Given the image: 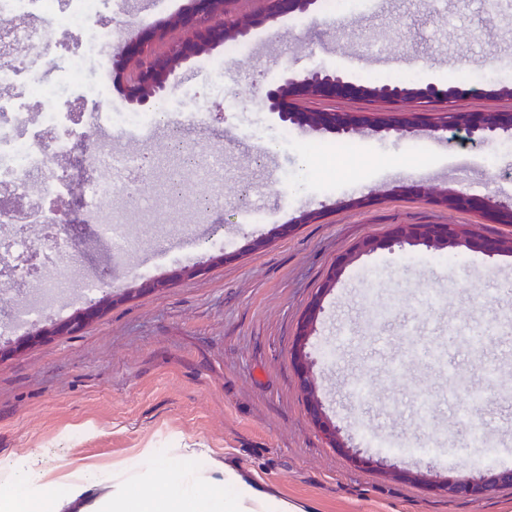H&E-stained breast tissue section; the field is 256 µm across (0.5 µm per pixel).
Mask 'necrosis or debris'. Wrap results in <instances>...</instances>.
I'll return each instance as SVG.
<instances>
[{
	"label": "necrosis or debris",
	"instance_id": "4bbe7bcc",
	"mask_svg": "<svg viewBox=\"0 0 512 512\" xmlns=\"http://www.w3.org/2000/svg\"><path fill=\"white\" fill-rule=\"evenodd\" d=\"M113 0H0V34L22 50L24 65L0 68V276L13 285L23 277L15 272L17 259L37 253L45 271L41 283L56 293L55 275L64 248L53 227L43 221V208L67 201L71 186L60 176L61 163L86 133V120L76 118L73 107L86 100L102 99L100 84L88 76V61L103 56L116 38L102 17ZM82 32L83 51L72 54L64 65H51L57 47L53 32ZM201 112L173 113L170 104L150 112H101L97 128L131 134L161 126L183 131L201 119ZM91 163L117 170V178L86 183L89 206L111 201L117 183L140 185L144 168L137 153L96 151Z\"/></svg>",
	"mask_w": 512,
	"mask_h": 512
}]
</instances>
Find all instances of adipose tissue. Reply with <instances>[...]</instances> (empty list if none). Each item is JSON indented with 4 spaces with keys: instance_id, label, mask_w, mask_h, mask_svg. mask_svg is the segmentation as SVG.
<instances>
[{
    "instance_id": "adipose-tissue-1",
    "label": "adipose tissue",
    "mask_w": 512,
    "mask_h": 512,
    "mask_svg": "<svg viewBox=\"0 0 512 512\" xmlns=\"http://www.w3.org/2000/svg\"><path fill=\"white\" fill-rule=\"evenodd\" d=\"M148 476H133L128 480H108L106 473L97 467L81 466L54 477L32 479L24 471L0 468V484L19 489L20 495L10 503L0 506V512H38L43 501H50L51 512H264L268 494L256 484H251L230 469H219L218 479L183 478L169 483L165 497L153 496L152 482L164 477L167 468L153 449L138 452ZM231 484L236 494L231 501L216 499L211 493L213 482ZM66 488L64 496H53L55 486ZM102 486L98 496L88 491Z\"/></svg>"
}]
</instances>
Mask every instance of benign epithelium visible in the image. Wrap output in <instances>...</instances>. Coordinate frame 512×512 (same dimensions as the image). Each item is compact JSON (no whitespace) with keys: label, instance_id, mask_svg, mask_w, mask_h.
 <instances>
[{"label":"benign epithelium","instance_id":"obj_1","mask_svg":"<svg viewBox=\"0 0 512 512\" xmlns=\"http://www.w3.org/2000/svg\"><path fill=\"white\" fill-rule=\"evenodd\" d=\"M236 0H189L181 10L143 26L127 28L121 39L113 46V61L117 78L124 81L127 99L134 105H145L154 98L170 92L171 76L182 65L203 54H208L229 41L245 38L260 25L275 26L280 20L311 12L318 0H262L263 8L255 16H242L235 10ZM164 44L163 51L155 45ZM371 94L398 104L399 115L382 125V129L396 131L402 135L426 130L441 138L453 128L455 113L440 122L427 120L423 114L403 107L416 100H441L456 94L452 87L440 89L434 85L410 87L404 85H382L364 88L349 81L337 71L324 69L297 70L285 67L278 78L259 90V104L277 115L280 121L298 127L307 126V113L300 110L296 102L302 99L355 97ZM464 140L492 141L512 138V111L466 112L464 113ZM372 127L370 117L364 112H316L311 129L341 136L360 133ZM408 192L424 194L434 203L451 211L469 210L481 214L493 224L512 223V205L497 201L491 195L476 196L466 189L445 187L425 188L417 184L405 187ZM45 222L58 225L63 245H68L65 228L71 224L67 208L53 209L45 216ZM392 243L404 249L424 246L428 250L441 251L446 248L460 254L466 250L480 251L488 257L504 252L506 238L500 236H478L460 224H397L390 232ZM378 248L373 240L359 242L352 253L335 264L324 286L317 290L306 308L297 333L293 359L298 385L303 393L307 412L313 423L323 434L329 445L340 451L349 448L340 435V429L324 413L317 395L312 371L313 360L305 351L307 341L314 331L322 309L324 295L335 284L345 266L364 253ZM113 300L108 294L78 309L65 320L52 321L10 339L0 346V357L14 354L45 336H73L88 323L99 318L103 308ZM393 476L430 486L450 496L477 495L496 485L512 484V470H489L477 478L447 479L439 475H425L410 471L392 470Z\"/></svg>","mask_w":512,"mask_h":512}]
</instances>
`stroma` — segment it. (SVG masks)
Masks as SVG:
<instances>
[{"label": "stroma", "instance_id": "35a3bbf8", "mask_svg": "<svg viewBox=\"0 0 512 512\" xmlns=\"http://www.w3.org/2000/svg\"><path fill=\"white\" fill-rule=\"evenodd\" d=\"M187 0H124L112 11L121 29L165 17ZM241 54L203 55L173 77L170 101L186 112L203 105L201 126L180 148L168 130L141 150L154 158L146 180L156 198L140 207L134 190L88 208L68 201L74 223L59 271L97 280L110 269L120 294L139 283L131 272L159 258L155 277L183 266L202 275L117 302L73 336L48 337L0 359V465L61 473L82 463L129 473L137 449H154L176 476L233 469L272 499L303 503L307 512H512V486L476 497L436 494L388 477L390 469L450 478L479 474L477 454L512 469V254L469 251L405 253L390 246L397 224H467L487 236H511L512 225L451 211L405 192L419 179L429 187L463 183L472 193L512 202V139L470 143L426 133L397 136L363 130L356 152H336L334 135L294 128L280 138L277 116L250 97L253 84L280 70L320 68L353 83L362 74L415 72L414 82L449 86L452 99L416 101L417 109L511 111L512 0H376L373 7L334 16L324 9L256 28ZM360 51L366 62L349 67ZM481 88L473 95L471 87ZM306 112H369L386 116L389 100L359 96L307 99ZM223 167L194 177L211 154ZM305 211L319 220L297 224ZM102 223L138 241L136 253L111 251ZM295 231L281 236L282 226ZM223 239L229 259L215 262L211 240ZM268 240L255 250L253 240ZM365 239L374 252L354 257L325 295L307 350L327 416L370 468L330 448L311 420L291 359L298 323L333 264ZM74 289L50 298L38 278L0 296L6 310L39 307L40 323L76 310ZM420 323L402 335L406 321ZM481 331L478 347L461 343L459 327ZM420 349L400 374L387 370L391 352ZM367 390L356 395L352 387ZM479 397L487 430L482 448L468 443L447 402Z\"/></svg>", "mask_w": 512, "mask_h": 512}]
</instances>
